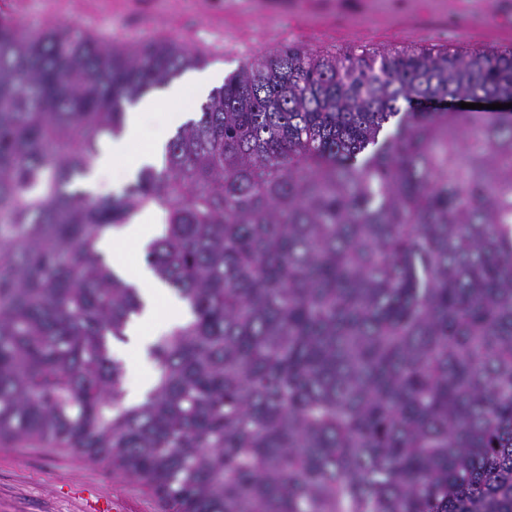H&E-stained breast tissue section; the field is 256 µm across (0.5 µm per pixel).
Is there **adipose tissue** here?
I'll return each instance as SVG.
<instances>
[{
	"label": "adipose tissue",
	"instance_id": "obj_1",
	"mask_svg": "<svg viewBox=\"0 0 512 512\" xmlns=\"http://www.w3.org/2000/svg\"><path fill=\"white\" fill-rule=\"evenodd\" d=\"M211 74L197 73L182 80L172 82L159 92L141 100L127 115L126 127L123 136L119 139V146L141 144L142 149L136 157L137 165L150 164L158 160L168 140V129H161L154 134H147L145 121L151 112L156 111L161 104L172 103L182 99L186 94L202 96L210 81ZM162 231L158 224H130L118 230L106 233L98 242L100 253L110 262L111 268L123 271L122 253L126 246H134L137 250H144L153 238ZM136 286L145 302V310L140 318L132 323L127 333L132 343H141L149 336L150 324L165 321L168 326L187 321L189 310L184 302L171 295L169 289L160 282L148 267H140L136 276Z\"/></svg>",
	"mask_w": 512,
	"mask_h": 512
}]
</instances>
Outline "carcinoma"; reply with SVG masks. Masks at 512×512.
<instances>
[{
    "mask_svg": "<svg viewBox=\"0 0 512 512\" xmlns=\"http://www.w3.org/2000/svg\"><path fill=\"white\" fill-rule=\"evenodd\" d=\"M202 63L0 19V445L105 463L164 512H512V116L429 110L512 98V47L247 57L162 166L71 188ZM146 211L191 319L129 404L112 343L143 303L96 243Z\"/></svg>",
    "mask_w": 512,
    "mask_h": 512,
    "instance_id": "1",
    "label": "carcinoma"
}]
</instances>
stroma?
Returning <instances> with one entry per match:
<instances>
[{"label":"stroma","instance_id":"1","mask_svg":"<svg viewBox=\"0 0 512 512\" xmlns=\"http://www.w3.org/2000/svg\"><path fill=\"white\" fill-rule=\"evenodd\" d=\"M33 32L54 24L122 49L164 41L199 50L215 84L285 44L322 51L420 45L512 46V0H0ZM160 512L138 484L78 453L0 446V512Z\"/></svg>","mask_w":512,"mask_h":512}]
</instances>
